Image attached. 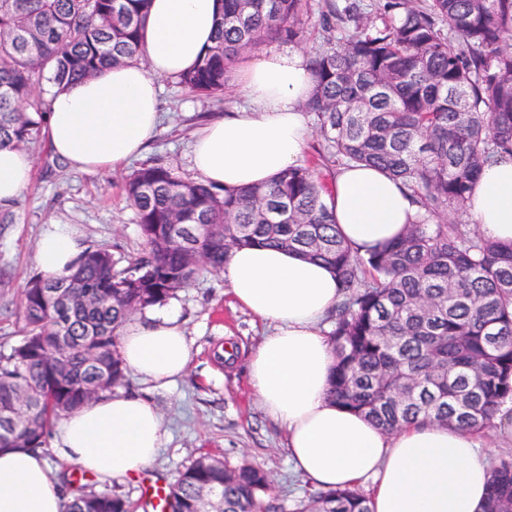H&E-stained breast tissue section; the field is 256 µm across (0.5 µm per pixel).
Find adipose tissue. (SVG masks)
Segmentation results:
<instances>
[{"label":"adipose tissue","mask_w":512,"mask_h":512,"mask_svg":"<svg viewBox=\"0 0 512 512\" xmlns=\"http://www.w3.org/2000/svg\"><path fill=\"white\" fill-rule=\"evenodd\" d=\"M221 7V0H153L144 62L50 87L43 135L52 154L87 173L141 156L161 121L162 80L187 72L213 45ZM237 84L243 104L202 129L191 157L197 176L230 189L269 183L298 166L311 138L304 104L313 81L303 53L269 48L244 57ZM34 173L30 150L0 148V207L17 202ZM325 201L346 243L362 253L400 236L419 210L409 187L365 165L339 167ZM466 212L484 237L512 243V157L483 166ZM83 250L75 227L51 223L34 261L43 275L66 274ZM223 275L235 301L272 328L250 357V382L266 415L287 432L294 471L320 489L367 485L372 512H483L487 436L435 424L388 433L330 399L336 358L326 319L341 292L328 266L295 251L249 246L230 253ZM117 349L130 375L159 387L182 376L191 356L172 311L127 324ZM164 442L150 402L111 393L62 418L54 450L108 483L139 471ZM62 487L41 450H0V512H65Z\"/></svg>","instance_id":"obj_1"}]
</instances>
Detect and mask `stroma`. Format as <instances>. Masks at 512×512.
Returning a JSON list of instances; mask_svg holds the SVG:
<instances>
[{"mask_svg": "<svg viewBox=\"0 0 512 512\" xmlns=\"http://www.w3.org/2000/svg\"><path fill=\"white\" fill-rule=\"evenodd\" d=\"M238 100L235 91L216 101L191 93L177 80L165 81L159 100L163 121L144 160H162L180 176L192 177L189 146L195 134L206 120ZM33 154V184L18 200L13 222L0 224V355L9 354L23 338L19 304L28 282L39 273L34 253L43 225H74L84 244L109 248L121 262L145 249L124 193V182L138 169V162L89 174L68 169L46 144L36 145ZM170 304L179 311L192 346L186 374L167 388L135 379L128 385L129 391L159 409L167 441L139 472L109 484L88 474L85 484L141 504L148 499L151 483H172L192 460L207 453L233 465L246 460L267 471L273 481L265 497L270 512H291L294 501L315 487L292 471L286 433L265 415L250 384L249 355L267 334V325L235 302L219 275L200 276ZM225 346L234 356L222 363L215 353Z\"/></svg>", "mask_w": 512, "mask_h": 512, "instance_id": "stroma-1", "label": "stroma"}]
</instances>
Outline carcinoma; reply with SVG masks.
Masks as SVG:
<instances>
[{
  "mask_svg": "<svg viewBox=\"0 0 512 512\" xmlns=\"http://www.w3.org/2000/svg\"><path fill=\"white\" fill-rule=\"evenodd\" d=\"M151 0H0V147L43 139L46 85L139 60ZM214 44L179 83L222 99L235 63L268 42L305 40L308 0H222ZM323 47L308 54L328 166H375L411 186L421 211L402 237L360 254L336 232L308 165L273 182L226 189L187 180L161 163L130 176L126 193L146 251L120 267L105 247L85 248L75 272L38 276L19 307L23 341L0 356V406L26 398L13 428L29 448L53 422L127 383L117 341L133 312L162 305L229 253L271 245L320 260L342 302L332 316L334 403L393 432L417 423L490 430L512 403V244L460 224L475 176L512 155V0H322ZM178 223L187 237L168 227ZM78 277L65 308L44 290ZM66 335L77 349L61 352ZM68 377L56 374V365ZM224 494V512H267L262 469L196 458L169 487L171 512L197 493ZM512 508V459L492 465L484 512ZM118 494L79 486L67 512H133ZM293 512H371L356 488L321 490Z\"/></svg>",
  "mask_w": 512,
  "mask_h": 512,
  "instance_id": "1",
  "label": "carcinoma"
}]
</instances>
